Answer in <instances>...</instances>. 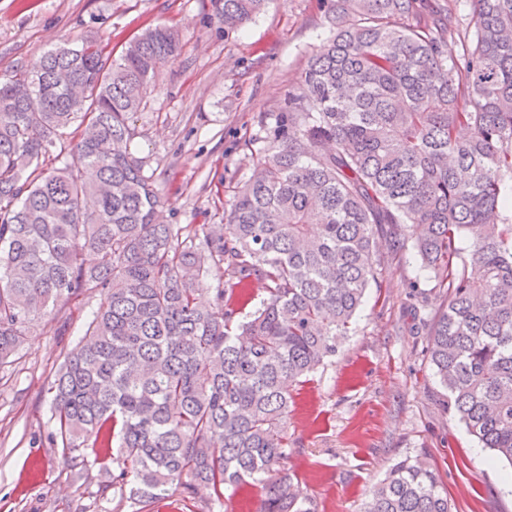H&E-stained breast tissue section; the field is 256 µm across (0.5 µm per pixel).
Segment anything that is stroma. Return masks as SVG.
Masks as SVG:
<instances>
[{
	"label": "stroma",
	"instance_id": "stroma-1",
	"mask_svg": "<svg viewBox=\"0 0 512 512\" xmlns=\"http://www.w3.org/2000/svg\"><path fill=\"white\" fill-rule=\"evenodd\" d=\"M163 22L180 26L184 48L160 70L131 150L149 161L164 223L190 234L222 222L257 162L251 139L329 37L322 0H270L231 33L210 0H0V77L88 36L120 54ZM399 233L411 229L379 228L377 284L332 361L293 391L288 468L317 512H361L407 456L431 465L456 512H512V466L492 461L444 407L426 356L437 299L412 249L393 252ZM104 300L84 295L33 321L22 349L0 365V512L135 510L109 488L119 460L93 448L62 456L49 409V382Z\"/></svg>",
	"mask_w": 512,
	"mask_h": 512
}]
</instances>
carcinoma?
I'll return each mask as SVG.
<instances>
[{"label":"carcinoma","instance_id":"obj_1","mask_svg":"<svg viewBox=\"0 0 512 512\" xmlns=\"http://www.w3.org/2000/svg\"><path fill=\"white\" fill-rule=\"evenodd\" d=\"M333 35L267 128L223 224L194 236L160 217L133 119L182 48L157 25L117 59L96 40L59 46L0 78V364L29 322L85 293L105 305L47 392L62 455L115 448L112 490L210 499L248 483L259 512H315L285 467L291 387L336 355L380 275L383 224L435 282L427 359L445 407L512 465V0H475L459 56L451 19L423 0H323ZM268 0H211L224 30ZM84 126L77 141L67 130ZM97 262L88 266L84 252ZM267 296L232 325L251 278ZM208 295L209 301L199 300ZM363 512H454L435 472L397 462Z\"/></svg>","mask_w":512,"mask_h":512}]
</instances>
